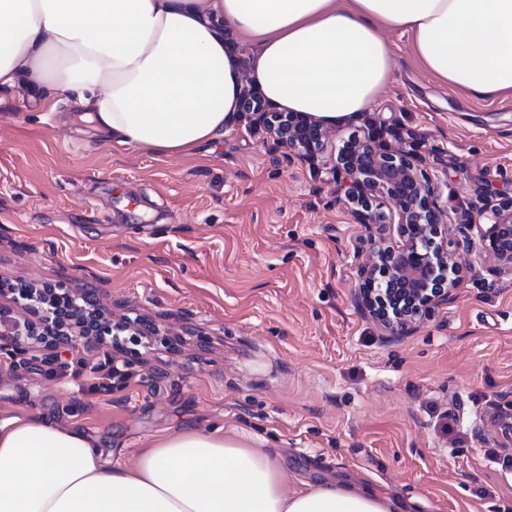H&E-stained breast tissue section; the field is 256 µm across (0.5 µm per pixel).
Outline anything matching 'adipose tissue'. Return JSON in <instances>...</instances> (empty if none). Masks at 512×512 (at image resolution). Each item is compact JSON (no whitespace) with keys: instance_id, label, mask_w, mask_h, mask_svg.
<instances>
[{"instance_id":"ef3b65f1","label":"adipose tissue","mask_w":512,"mask_h":512,"mask_svg":"<svg viewBox=\"0 0 512 512\" xmlns=\"http://www.w3.org/2000/svg\"><path fill=\"white\" fill-rule=\"evenodd\" d=\"M412 39L439 83L512 94V0H0V89L71 98L91 134L175 154L238 117L232 29L253 49L252 82L277 109L333 124L371 111L391 77L382 28ZM328 478L290 487L279 454L245 433L185 423L133 464L39 412L0 418V512H396Z\"/></svg>"}]
</instances>
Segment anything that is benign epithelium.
Masks as SVG:
<instances>
[{
	"label": "benign epithelium",
	"instance_id": "benign-epithelium-1",
	"mask_svg": "<svg viewBox=\"0 0 512 512\" xmlns=\"http://www.w3.org/2000/svg\"><path fill=\"white\" fill-rule=\"evenodd\" d=\"M257 111L273 141L288 147L294 157L313 164L326 152L328 133L319 121L297 112H268L262 105ZM334 172L349 179L350 211L368 229L363 241L366 259L357 266L353 302L387 339L410 334L436 306L453 298L461 282L459 251L489 258L499 273L512 276V195L488 196L476 211L463 212V221L476 228V235L454 241L447 207L425 159L403 146L390 147L381 130L372 128L348 139L336 156ZM390 202L395 211L387 214L384 207ZM22 300L39 307L44 318L25 326L15 321L17 332L0 344L1 350L27 354L28 336L39 328L74 345L85 336L77 326L53 330L50 317L73 300L67 286L59 285L45 296L24 286L0 288V316L14 314ZM125 331L131 336L157 335L134 322L103 318L93 323L92 335L111 346Z\"/></svg>",
	"mask_w": 512,
	"mask_h": 512
}]
</instances>
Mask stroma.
Segmentation results:
<instances>
[{"mask_svg":"<svg viewBox=\"0 0 512 512\" xmlns=\"http://www.w3.org/2000/svg\"><path fill=\"white\" fill-rule=\"evenodd\" d=\"M394 78L373 111L330 129L319 164L289 158L255 113L174 155L77 131L69 100L0 91V281L93 290L106 317L178 334L141 350L127 381L93 393L105 350L0 352V414L80 425L129 463L186 421L245 430L293 483L352 479L403 512H512V453L495 405L512 401V278L460 257L453 301L386 341L353 303L367 229L335 157L375 127L425 155L449 212L512 195V97L441 85L399 30Z\"/></svg>","mask_w":512,"mask_h":512,"instance_id":"35a3bbf8","label":"stroma"}]
</instances>
